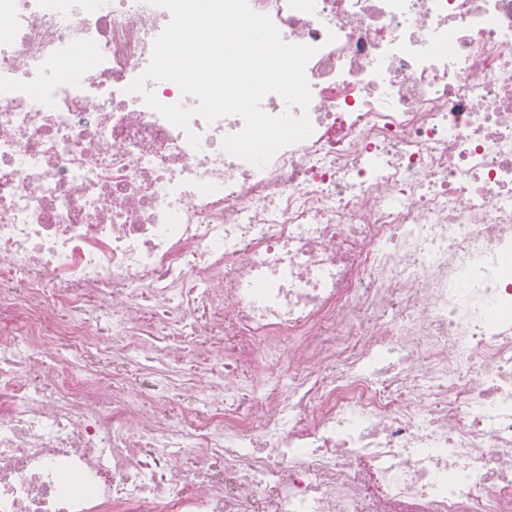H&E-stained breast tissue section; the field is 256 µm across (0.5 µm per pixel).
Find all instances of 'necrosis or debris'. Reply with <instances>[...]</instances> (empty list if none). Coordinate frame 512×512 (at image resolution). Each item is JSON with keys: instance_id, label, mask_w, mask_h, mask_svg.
<instances>
[{"instance_id": "necrosis-or-debris-1", "label": "necrosis or debris", "mask_w": 512, "mask_h": 512, "mask_svg": "<svg viewBox=\"0 0 512 512\" xmlns=\"http://www.w3.org/2000/svg\"><path fill=\"white\" fill-rule=\"evenodd\" d=\"M248 5L261 167L129 92L167 9L0 0V512H512V0Z\"/></svg>"}]
</instances>
